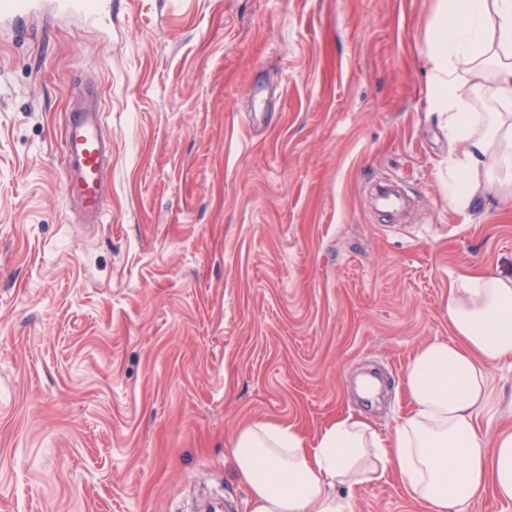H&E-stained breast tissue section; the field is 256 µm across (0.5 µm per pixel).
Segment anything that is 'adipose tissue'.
Returning <instances> with one entry per match:
<instances>
[{"instance_id": "adipose-tissue-1", "label": "adipose tissue", "mask_w": 512, "mask_h": 512, "mask_svg": "<svg viewBox=\"0 0 512 512\" xmlns=\"http://www.w3.org/2000/svg\"><path fill=\"white\" fill-rule=\"evenodd\" d=\"M428 94L448 120L454 202L512 191V0H439ZM492 90L496 111L476 99ZM449 339L417 346L391 433L337 416L315 435L275 421L241 428L231 456L248 512H353L351 490L393 471L428 512H461L486 493L512 501V427L481 433L499 398L489 368L512 360V273L463 275L448 290Z\"/></svg>"}]
</instances>
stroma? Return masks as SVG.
Listing matches in <instances>:
<instances>
[{"label":"stroma","mask_w":512,"mask_h":512,"mask_svg":"<svg viewBox=\"0 0 512 512\" xmlns=\"http://www.w3.org/2000/svg\"><path fill=\"white\" fill-rule=\"evenodd\" d=\"M438 0H36L0 14V512H245L229 448L398 421L458 276L512 270V197L457 209L427 94ZM112 132L102 223L64 116ZM399 182L392 222L370 190ZM356 512H425L394 474Z\"/></svg>","instance_id":"1"}]
</instances>
